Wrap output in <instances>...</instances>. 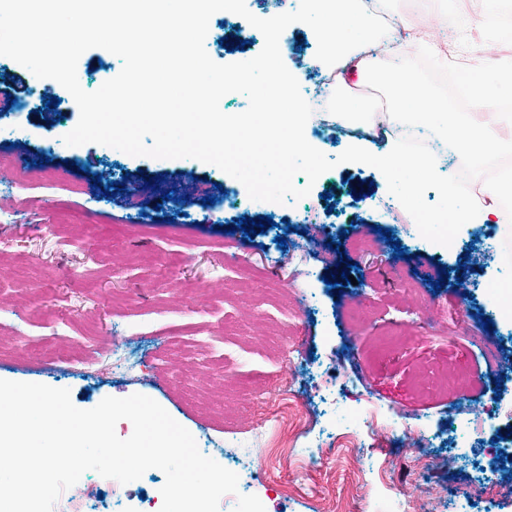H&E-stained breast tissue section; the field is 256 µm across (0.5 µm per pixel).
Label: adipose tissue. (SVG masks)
<instances>
[{
	"instance_id": "1",
	"label": "adipose tissue",
	"mask_w": 512,
	"mask_h": 512,
	"mask_svg": "<svg viewBox=\"0 0 512 512\" xmlns=\"http://www.w3.org/2000/svg\"><path fill=\"white\" fill-rule=\"evenodd\" d=\"M309 16L324 31L331 49L330 68H352L364 73L377 67L379 45L369 37L360 22L364 16L380 12L384 0H308ZM349 21L356 24V37L352 42H342L334 22ZM347 156L370 165L381 166L402 190L406 206H413L422 181L438 180L444 184V194L450 208L432 216L435 224H491L500 218L505 199H512V175L485 187L483 193L463 196L457 193L452 182L446 181L432 154L410 153L396 137H387L381 149H371L367 139L350 138Z\"/></svg>"
}]
</instances>
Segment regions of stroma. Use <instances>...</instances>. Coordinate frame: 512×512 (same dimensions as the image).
Segmentation results:
<instances>
[{
	"label": "stroma",
	"instance_id": "1",
	"mask_svg": "<svg viewBox=\"0 0 512 512\" xmlns=\"http://www.w3.org/2000/svg\"><path fill=\"white\" fill-rule=\"evenodd\" d=\"M473 8V0H387L377 23L388 40L403 24L422 31L406 56L425 45L463 65L512 61V37L502 30L486 26L464 40L444 29L448 15ZM244 33L241 16L215 13L207 53L220 64L253 58L264 38L248 45ZM316 51L311 28L291 26L283 61L313 118L325 119L338 87L311 66ZM121 67L93 48L77 71L92 92ZM0 79L17 106L0 116V153L17 143L39 163L38 179L23 190L0 170V379L69 389L81 409L109 396L152 398L203 455L220 462L235 448L264 464L268 478L256 495L266 512H347L355 461L374 494L401 482L424 512H512L505 489L493 499L474 492L496 453V430L512 424V379L491 377L487 357L512 349V223L467 224L451 246L431 243L382 173L362 163L338 165L312 185L297 175V186L311 188L301 200L254 201L241 182L195 159L66 146L79 112L64 102L46 109L54 80L33 81L4 56ZM111 183L119 187L113 196L105 192ZM354 188L362 197H349ZM333 190L343 199L331 208L325 196ZM206 195L214 204L202 205ZM301 210L311 219L300 235L282 220ZM244 216L273 224L248 236L234 227ZM390 235L399 246L387 243ZM336 240L340 248L330 249ZM343 262L355 266L354 282L339 278ZM116 343L131 367L96 359ZM60 354L81 358L83 370L49 367ZM425 365L467 370L478 387L465 400L424 396L414 377ZM284 387L307 410L300 442L256 447L249 432ZM376 407L422 431L414 458L396 437L366 434L358 447H338L340 434ZM79 483L89 512H152L165 475L146 471L120 502L96 472Z\"/></svg>",
	"mask_w": 512,
	"mask_h": 512
}]
</instances>
